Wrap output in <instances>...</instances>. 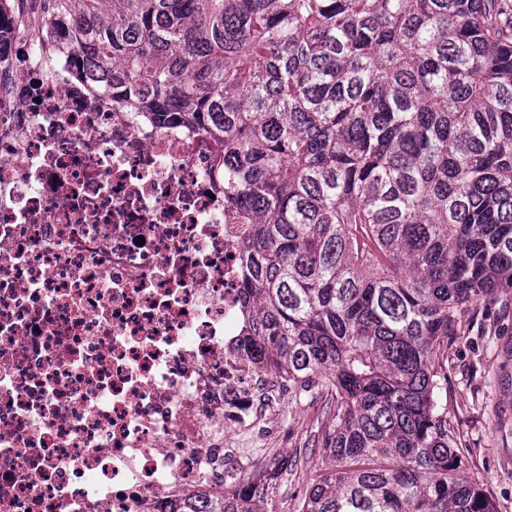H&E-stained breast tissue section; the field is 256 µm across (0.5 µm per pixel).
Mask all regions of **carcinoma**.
<instances>
[{"label": "carcinoma", "mask_w": 512, "mask_h": 512, "mask_svg": "<svg viewBox=\"0 0 512 512\" xmlns=\"http://www.w3.org/2000/svg\"><path fill=\"white\" fill-rule=\"evenodd\" d=\"M42 21L112 97L224 145V207L252 225L248 344L329 418L291 512H494L458 476L434 356L512 288L502 0H53ZM286 472L176 512H277Z\"/></svg>", "instance_id": "carcinoma-1"}]
</instances>
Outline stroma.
<instances>
[{
	"label": "stroma",
	"mask_w": 512,
	"mask_h": 512,
	"mask_svg": "<svg viewBox=\"0 0 512 512\" xmlns=\"http://www.w3.org/2000/svg\"><path fill=\"white\" fill-rule=\"evenodd\" d=\"M437 361L448 372L443 403L461 459L459 474L489 496L495 512H512V289L502 288L461 314ZM239 472L289 455L288 494L321 473L325 455L310 443L325 425L320 403L284 397Z\"/></svg>",
	"instance_id": "stroma-1"
}]
</instances>
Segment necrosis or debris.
I'll use <instances>...</instances> for the list:
<instances>
[{"label": "necrosis or debris", "mask_w": 512, "mask_h": 512, "mask_svg": "<svg viewBox=\"0 0 512 512\" xmlns=\"http://www.w3.org/2000/svg\"><path fill=\"white\" fill-rule=\"evenodd\" d=\"M0 61V512H176L287 391L244 345L224 148L118 102L67 39Z\"/></svg>", "instance_id": "1"}]
</instances>
